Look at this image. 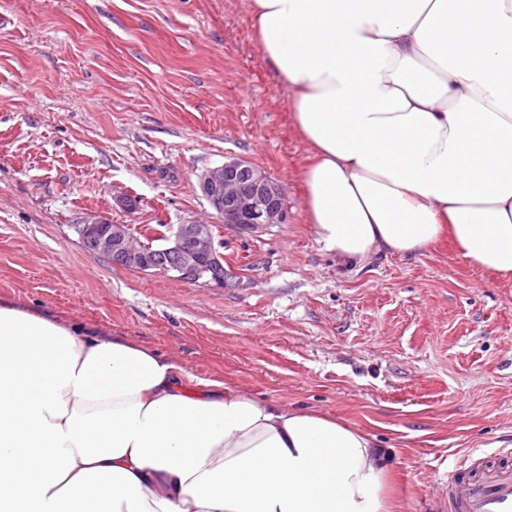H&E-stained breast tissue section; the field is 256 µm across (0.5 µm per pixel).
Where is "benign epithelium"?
Segmentation results:
<instances>
[{
    "instance_id": "benign-epithelium-1",
    "label": "benign epithelium",
    "mask_w": 512,
    "mask_h": 512,
    "mask_svg": "<svg viewBox=\"0 0 512 512\" xmlns=\"http://www.w3.org/2000/svg\"><path fill=\"white\" fill-rule=\"evenodd\" d=\"M242 160L234 159L208 168L198 176V186L211 207L243 234L253 235L272 224H284L288 210L281 188L257 167L249 168L248 182L238 177ZM81 240L92 251L106 257L117 256L126 266L142 272L171 273L180 280H204L220 287L225 285L223 254L218 251L210 224L165 226L154 240L165 251L180 255L171 268L160 267L150 260V245L134 237L128 224H105L91 220L74 226Z\"/></svg>"
}]
</instances>
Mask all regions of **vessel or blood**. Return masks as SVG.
Masks as SVG:
<instances>
[{"mask_svg":"<svg viewBox=\"0 0 512 512\" xmlns=\"http://www.w3.org/2000/svg\"><path fill=\"white\" fill-rule=\"evenodd\" d=\"M444 481L448 512H512V448L470 450Z\"/></svg>","mask_w":512,"mask_h":512,"instance_id":"vessel-or-blood-1","label":"vessel or blood"}]
</instances>
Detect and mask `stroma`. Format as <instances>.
<instances>
[{"instance_id": "stroma-1", "label": "stroma", "mask_w": 512, "mask_h": 512, "mask_svg": "<svg viewBox=\"0 0 512 512\" xmlns=\"http://www.w3.org/2000/svg\"><path fill=\"white\" fill-rule=\"evenodd\" d=\"M307 156L248 0H0V300L345 420L389 448L399 512H443L442 473L512 441V281L447 238L342 266L307 220ZM232 158L287 223L225 226L197 176ZM89 218L210 224L227 285L112 264L74 233Z\"/></svg>"}]
</instances>
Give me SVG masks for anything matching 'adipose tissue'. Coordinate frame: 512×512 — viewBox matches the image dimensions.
I'll return each instance as SVG.
<instances>
[{
    "label": "adipose tissue",
    "mask_w": 512,
    "mask_h": 512,
    "mask_svg": "<svg viewBox=\"0 0 512 512\" xmlns=\"http://www.w3.org/2000/svg\"><path fill=\"white\" fill-rule=\"evenodd\" d=\"M346 266L450 235L512 279V0H250ZM0 301V512H390L374 437Z\"/></svg>",
    "instance_id": "adipose-tissue-1"
}]
</instances>
